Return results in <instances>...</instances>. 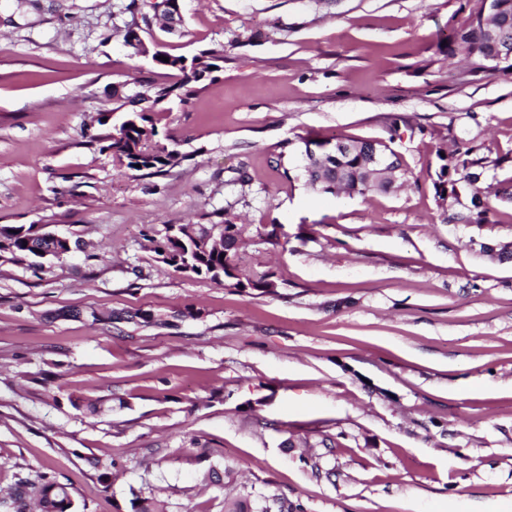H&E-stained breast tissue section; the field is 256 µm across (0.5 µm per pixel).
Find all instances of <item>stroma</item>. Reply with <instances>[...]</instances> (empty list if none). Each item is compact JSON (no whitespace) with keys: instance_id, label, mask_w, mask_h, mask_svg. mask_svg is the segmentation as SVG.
Returning a JSON list of instances; mask_svg holds the SVG:
<instances>
[{"instance_id":"1","label":"stroma","mask_w":512,"mask_h":512,"mask_svg":"<svg viewBox=\"0 0 512 512\" xmlns=\"http://www.w3.org/2000/svg\"><path fill=\"white\" fill-rule=\"evenodd\" d=\"M128 2L0 0V225L74 246L0 263V493L48 471L84 512H131L147 486L223 512L209 464L306 512H512V72L472 73L454 41L483 0H178L146 45L228 50L159 105L185 159L150 178L93 141L125 111L110 89L180 80L125 46ZM308 135L385 143L403 188L313 191ZM442 147L492 189L487 223L445 220L473 190L439 208ZM221 216L276 292L175 271L145 238ZM90 308L167 324L62 315ZM194 438L207 463L178 458Z\"/></svg>"}]
</instances>
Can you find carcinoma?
I'll list each match as a JSON object with an SVG mask.
<instances>
[{"instance_id": "cac0c4a2", "label": "carcinoma", "mask_w": 512, "mask_h": 512, "mask_svg": "<svg viewBox=\"0 0 512 512\" xmlns=\"http://www.w3.org/2000/svg\"><path fill=\"white\" fill-rule=\"evenodd\" d=\"M173 0H131L125 6L132 18L149 22L145 8L166 13ZM486 12L479 13L471 23L455 34V42L472 66V72H511L512 71V0H485ZM498 32V38L491 39L485 31ZM168 57V61L160 57ZM206 58L201 62L197 57L172 55L164 50H156L153 61L164 68L183 75L181 82L169 86H148L134 90L126 96L127 103L134 109L125 113L117 125L98 119L100 132L95 142L102 152L112 153L119 164L149 176H163L178 166L183 155L175 148L161 145L156 140L158 128L151 109H135L142 102L156 106L180 91L190 95L186 87L190 83L201 84L210 77L213 70L219 69L217 62L224 60V46L200 52ZM302 174L306 183L313 189L325 193L343 192L350 196L363 195L370 191L389 193L394 188L392 174L375 168L372 164L374 151L386 152V146L373 140H338L326 137H303ZM442 164L437 173L436 195L442 208H447L448 195L457 194L458 184L473 185L479 174L467 171L468 161L458 156L439 157ZM471 204L475 217L471 224L487 221L488 209L477 191L472 195ZM246 226L236 224L226 218L211 224H167L164 234L155 248L158 262L177 271L190 273L214 283L229 282L235 288H256L269 291L275 287L269 276H248L240 272L237 265L238 249L243 241ZM66 244L60 239H48L40 235L36 224L0 225V258L12 261H25L33 266L32 259L40 257L42 251L62 253ZM95 321L123 320L143 327L163 326L166 321L147 311L132 315L110 311L89 312ZM204 480L212 485L224 487L233 484L232 471H219L210 467ZM37 503L36 512H77L74 488L62 483L47 472L35 477H20L9 493L5 505L11 512H31L30 505ZM131 512H170V503L162 498L154 488H147L133 494ZM224 512H305L304 505L286 499L266 496L255 490V486L244 487L234 495L224 496Z\"/></svg>"}]
</instances>
